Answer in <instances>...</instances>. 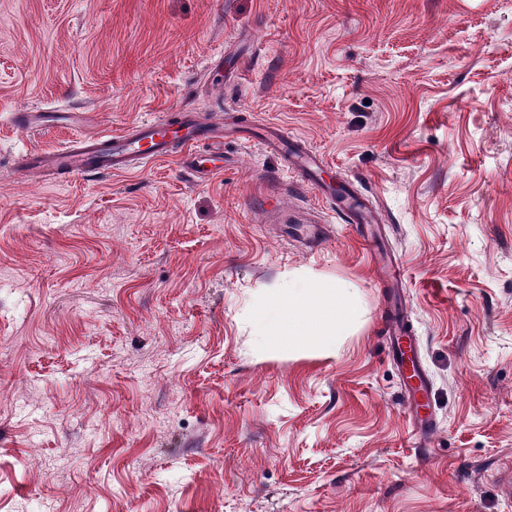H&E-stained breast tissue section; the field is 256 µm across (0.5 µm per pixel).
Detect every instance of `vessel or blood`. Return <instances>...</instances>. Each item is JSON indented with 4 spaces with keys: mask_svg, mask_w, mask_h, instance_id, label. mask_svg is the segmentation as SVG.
<instances>
[{
    "mask_svg": "<svg viewBox=\"0 0 512 512\" xmlns=\"http://www.w3.org/2000/svg\"><path fill=\"white\" fill-rule=\"evenodd\" d=\"M75 120L74 113L57 110L24 112L16 118L17 124L30 132L49 127L54 122L72 123ZM230 136L244 142L259 143L267 151L281 154L286 169L311 183L317 182L325 167L322 155L305 147L299 139L290 137L276 124H259L252 120L242 123L231 114L217 123L190 109L182 110L175 119L162 115L127 125L113 133L103 130L89 135L78 134L54 152L26 153L20 166L23 171L49 178L119 174L150 162L166 160L177 147L181 150L182 167L197 179L208 181L224 171V141ZM333 204L345 223L365 226V239L384 279L390 287L401 288L404 268L393 262L386 251L377 228L379 218L376 211L366 199L350 190L336 197ZM388 334L390 360L403 371L408 415L417 432L428 435L436 426V418L427 402L429 378L415 362L418 340L409 335L406 321L401 317H391Z\"/></svg>",
    "mask_w": 512,
    "mask_h": 512,
    "instance_id": "1",
    "label": "vessel or blood"
}]
</instances>
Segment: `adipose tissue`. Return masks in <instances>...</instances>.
Listing matches in <instances>:
<instances>
[{
    "mask_svg": "<svg viewBox=\"0 0 512 512\" xmlns=\"http://www.w3.org/2000/svg\"><path fill=\"white\" fill-rule=\"evenodd\" d=\"M354 315L351 288L296 277L287 292L274 291L264 299L255 327L258 353L263 356L275 348L334 353Z\"/></svg>",
    "mask_w": 512,
    "mask_h": 512,
    "instance_id": "ef3b65f1",
    "label": "adipose tissue"
}]
</instances>
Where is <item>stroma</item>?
I'll use <instances>...</instances> for the list:
<instances>
[{
	"mask_svg": "<svg viewBox=\"0 0 512 512\" xmlns=\"http://www.w3.org/2000/svg\"><path fill=\"white\" fill-rule=\"evenodd\" d=\"M188 107L316 149L385 216L431 383L416 454L390 289L279 156L226 141L51 181L16 168L86 112ZM318 220L315 247L262 211ZM354 290L334 354L255 353L263 297ZM0 512H512V0H0ZM75 113L77 112H60L59 110L23 112L16 117V124L29 132L49 127L54 122H69L78 125Z\"/></svg>",
	"mask_w": 512,
	"mask_h": 512,
	"instance_id": "obj_1",
	"label": "stroma"
}]
</instances>
